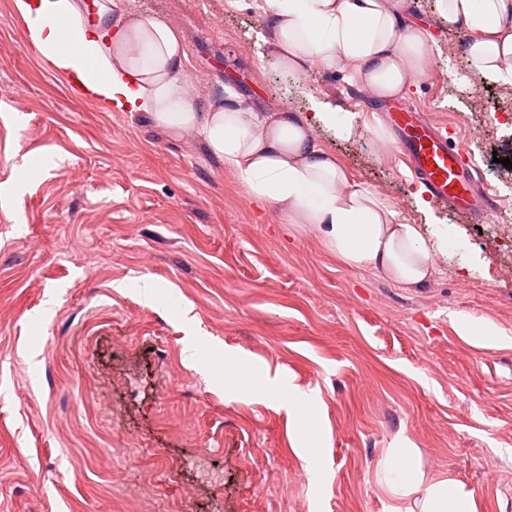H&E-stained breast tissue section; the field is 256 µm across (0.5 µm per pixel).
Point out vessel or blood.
Instances as JSON below:
<instances>
[{
  "label": "vessel or blood",
  "instance_id": "vessel-or-blood-1",
  "mask_svg": "<svg viewBox=\"0 0 512 512\" xmlns=\"http://www.w3.org/2000/svg\"><path fill=\"white\" fill-rule=\"evenodd\" d=\"M390 123L402 131L403 154L436 200L462 208L491 203V193L473 196L474 166L463 159L460 148L450 145L447 136L427 118L400 107Z\"/></svg>",
  "mask_w": 512,
  "mask_h": 512
}]
</instances>
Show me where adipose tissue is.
Returning <instances> with one entry per match:
<instances>
[{
  "mask_svg": "<svg viewBox=\"0 0 512 512\" xmlns=\"http://www.w3.org/2000/svg\"><path fill=\"white\" fill-rule=\"evenodd\" d=\"M115 0H15L29 51L71 75L98 100L144 113L156 127L194 133L235 169L250 196L274 205L290 224H307L342 264L371 268L406 287L424 284L431 251L421 228L351 181L315 138L316 123L339 125L336 110L313 115L258 112L234 87L201 102L185 89L180 34L156 19L113 21ZM271 52L281 71L304 83L314 65H343L376 100L401 96L425 73L431 35L409 0H263ZM438 17L462 32L473 77L512 84V0H436ZM307 443L303 459L319 477V411L306 394L283 404ZM378 481L389 512H477L472 492L452 477L430 476L416 449L391 448Z\"/></svg>",
  "mask_w": 512,
  "mask_h": 512,
  "instance_id": "adipose-tissue-1",
  "label": "adipose tissue"
}]
</instances>
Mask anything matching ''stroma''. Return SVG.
<instances>
[{"instance_id": "obj_1", "label": "stroma", "mask_w": 512, "mask_h": 512, "mask_svg": "<svg viewBox=\"0 0 512 512\" xmlns=\"http://www.w3.org/2000/svg\"><path fill=\"white\" fill-rule=\"evenodd\" d=\"M245 2L117 0L114 14L175 20L201 100L231 85L259 110L347 115L316 139L423 226L432 275L405 288L347 267L250 198L201 138L71 97L0 0V512H388L377 475L401 446L461 481L477 512H512V281L499 277L512 265V85L473 80L462 33L435 0H411L434 44L403 99L448 128L495 198L479 225L435 201L426 214L380 118L388 102L365 104L338 68L294 87L261 39L262 0ZM462 319L507 343L461 335ZM260 367L316 397L320 482L280 404L234 394L230 378ZM204 449L222 484L197 479Z\"/></svg>"}]
</instances>
